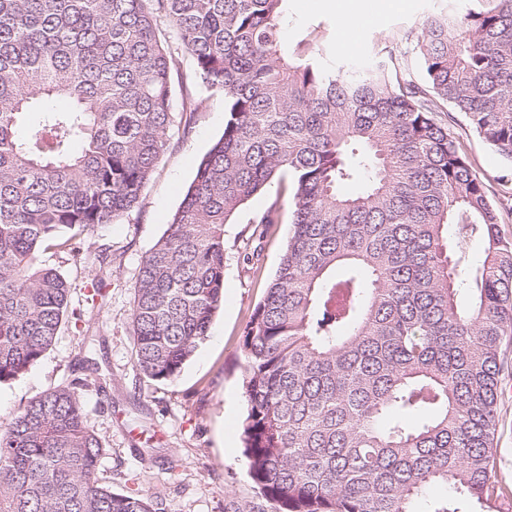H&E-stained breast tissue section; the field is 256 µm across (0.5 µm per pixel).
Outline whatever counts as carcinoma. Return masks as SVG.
<instances>
[{
	"instance_id": "cac0c4a2",
	"label": "carcinoma",
	"mask_w": 512,
	"mask_h": 512,
	"mask_svg": "<svg viewBox=\"0 0 512 512\" xmlns=\"http://www.w3.org/2000/svg\"><path fill=\"white\" fill-rule=\"evenodd\" d=\"M286 0H0V384L54 344L70 286L40 260L139 207L176 116L177 59L224 94L200 161L133 284V360L172 382L224 303V225L273 183L293 233L242 332V456L264 507L234 512H487L512 239L441 114L512 162V0L435 17L423 80L390 57L337 72L283 51ZM63 100L66 105H52ZM29 126L26 136L18 135ZM360 181L356 194L340 186ZM485 242L461 278L464 244ZM89 375L0 419V512H161L98 478Z\"/></svg>"
}]
</instances>
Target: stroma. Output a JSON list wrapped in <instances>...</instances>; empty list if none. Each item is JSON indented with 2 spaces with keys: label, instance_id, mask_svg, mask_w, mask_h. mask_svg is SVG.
Returning a JSON list of instances; mask_svg holds the SVG:
<instances>
[{
  "label": "stroma",
  "instance_id": "35a3bbf8",
  "mask_svg": "<svg viewBox=\"0 0 512 512\" xmlns=\"http://www.w3.org/2000/svg\"><path fill=\"white\" fill-rule=\"evenodd\" d=\"M490 0H409L401 11H380L379 21L363 33L356 52H346L336 38L333 12L316 0H287L283 48L293 51L311 33H319V52L333 68L355 61H380L388 55L405 59L408 73L422 80L419 54L403 34L420 29L429 18L454 16ZM174 102L192 98L197 110L191 131L172 130L167 151L148 181L139 208L121 223L98 228L94 240L112 258L100 267L95 251L43 253L71 286V307L80 319L62 325L54 345L21 378L0 384V417L19 409L35 394L80 374L85 358L107 370L106 391L90 388L83 399L87 419L106 447L98 465L100 481L114 492L148 490L164 512H229L252 501L239 423L244 413L242 330L267 291L292 231L291 201L275 190L251 197L224 227V304L214 315L208 336L184 365L179 377L149 383L133 358L130 313L135 276L142 258L167 230L198 164L224 132V94L198 85L194 62L181 54L173 77ZM448 125L461 143L473 171L494 200L512 199V162L500 157L452 112ZM280 200L278 223L256 236L253 218ZM105 279V298L88 303L96 277ZM498 431L492 472L499 496L493 512H512V365L504 369L497 398Z\"/></svg>",
  "mask_w": 512,
  "mask_h": 512
}]
</instances>
